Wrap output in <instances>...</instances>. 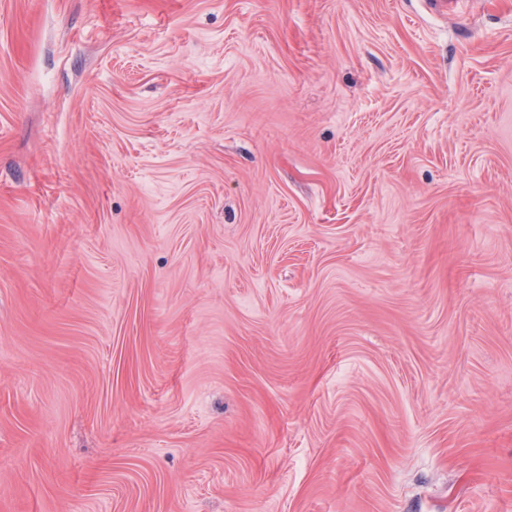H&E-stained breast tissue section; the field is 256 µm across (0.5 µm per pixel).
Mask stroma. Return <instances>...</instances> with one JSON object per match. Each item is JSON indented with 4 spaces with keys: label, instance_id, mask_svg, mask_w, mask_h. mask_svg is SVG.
Listing matches in <instances>:
<instances>
[{
    "label": "stroma",
    "instance_id": "1",
    "mask_svg": "<svg viewBox=\"0 0 512 512\" xmlns=\"http://www.w3.org/2000/svg\"><path fill=\"white\" fill-rule=\"evenodd\" d=\"M0 512H512V0H0Z\"/></svg>",
    "mask_w": 512,
    "mask_h": 512
}]
</instances>
